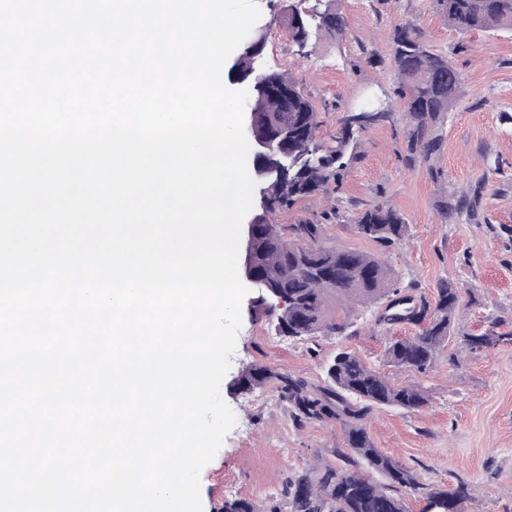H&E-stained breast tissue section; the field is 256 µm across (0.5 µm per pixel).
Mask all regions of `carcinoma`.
Returning <instances> with one entry per match:
<instances>
[{
  "label": "carcinoma",
  "mask_w": 512,
  "mask_h": 512,
  "mask_svg": "<svg viewBox=\"0 0 512 512\" xmlns=\"http://www.w3.org/2000/svg\"><path fill=\"white\" fill-rule=\"evenodd\" d=\"M436 11L448 25L466 34L496 29L512 30V0H434ZM302 11L290 3L279 26L298 48L311 35ZM318 31L345 34L346 20L329 6L318 15ZM390 65L399 80L397 96L408 118V161L424 159L438 151L441 139L433 127L444 121L460 102L463 78L448 54L427 45L408 25L395 26L390 34ZM249 56L239 54L230 73L251 76ZM253 98L254 130L269 140L272 150L258 179L262 181L261 213L254 238L259 279L265 285L252 317L267 321L275 335L289 341H312L319 336H353L354 318L374 308L375 323L391 326L409 322L421 326L416 336L391 340L384 350L389 366L421 374L431 369L453 337L454 314L460 291L443 279L434 300L422 296L412 282L403 284L378 256L320 243L321 225L275 224L272 216L317 194L339 191L343 171L355 158L353 129L363 130L389 118L367 116L353 126L343 120L334 144L317 138L320 120L310 97L299 82L284 71H268L258 80ZM466 195L442 202L451 216L470 209ZM355 231L389 250L401 245L408 224L397 210L370 205L353 217ZM491 323L483 334L464 336L470 350L512 343V333L498 331ZM327 385L310 386L305 380L267 366L250 365L235 379L239 393H251L270 383L298 424L337 421L344 428L350 453L337 452L342 466L321 463L296 474L288 484L290 512H408L398 494L407 488L422 496V512H462L468 487L421 483L413 471L375 448L363 423L376 407L419 411L429 403L419 384L395 386L380 371L355 354L338 351L325 366ZM378 474L384 482L372 478Z\"/></svg>",
  "instance_id": "obj_1"
}]
</instances>
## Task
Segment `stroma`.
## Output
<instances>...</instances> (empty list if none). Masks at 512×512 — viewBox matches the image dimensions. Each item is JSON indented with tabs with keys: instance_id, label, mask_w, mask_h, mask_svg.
I'll return each instance as SVG.
<instances>
[{
	"instance_id": "1",
	"label": "stroma",
	"mask_w": 512,
	"mask_h": 512,
	"mask_svg": "<svg viewBox=\"0 0 512 512\" xmlns=\"http://www.w3.org/2000/svg\"><path fill=\"white\" fill-rule=\"evenodd\" d=\"M268 32L261 62L293 74L319 113L318 137L330 143L342 118L385 109L392 121L357 133V157L331 197L300 200L278 215L281 224L307 219L322 225L321 241L381 254L402 282L434 298L441 279L460 288L455 332L477 335L497 320L512 330V31L460 34L433 0H336L347 27L343 38L312 36L296 52L276 22L285 0H257ZM409 24L434 48L447 52L463 76L460 103L439 126V153L407 166L403 110L390 69L389 35ZM477 194L475 215L452 218L442 200ZM400 213L408 224L403 246L381 251L356 233L352 215L372 204ZM339 216H332V208ZM353 336L293 343L251 316L241 303V325L220 394L236 416L214 459L201 472L203 512L225 500L245 499L257 512L284 502L288 478L318 461L337 463L344 430L335 421L296 424L273 386L250 395L232 383L242 366L259 364L324 385L325 363L344 349L381 370L397 386L420 384L429 404L418 412L377 408L365 420L376 448L410 468L425 484L466 483L465 512H512V344L458 351L449 343L424 374L385 365L393 338L416 335L411 323L376 326L371 315Z\"/></svg>"
}]
</instances>
